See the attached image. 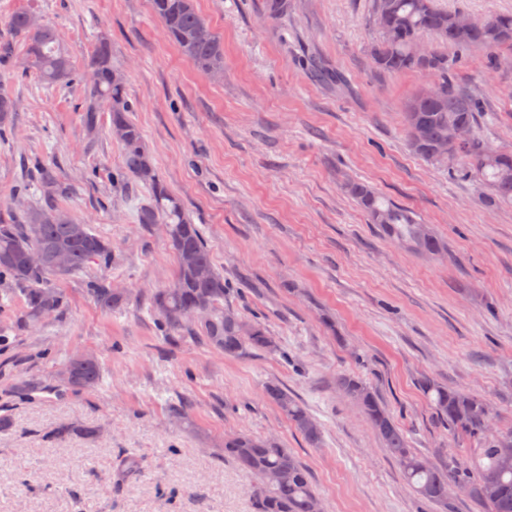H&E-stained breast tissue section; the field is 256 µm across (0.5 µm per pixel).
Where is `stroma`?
<instances>
[{"instance_id":"obj_1","label":"stroma","mask_w":512,"mask_h":512,"mask_svg":"<svg viewBox=\"0 0 512 512\" xmlns=\"http://www.w3.org/2000/svg\"><path fill=\"white\" fill-rule=\"evenodd\" d=\"M288 2L270 23L262 0H196L224 39L217 81L164 38L150 0H0V18L29 9L54 26L78 67L108 32L130 117L202 230L231 288L226 304L272 340L227 357L156 330L137 296L166 286L175 259L163 231L136 220L144 189L112 180L123 157L108 110L88 131L80 80L45 87L21 59L0 66L18 108L0 130V215L40 198L18 192L40 161L74 188L62 206L112 244L111 267L57 281L65 309L38 328L14 331L21 304L0 301V512H255V477L222 451L234 433L290 448L326 512H481L454 491L444 507L422 500L336 378L360 377L435 463L477 452L436 419L421 376L483 397L496 427H512V206L487 207L458 165L411 152L402 108L431 78L374 71L371 0ZM499 55L494 68L483 51L459 55L455 79L482 98L492 145L512 148V45ZM311 59L337 82L316 81ZM349 179L414 210L447 254L428 260L386 238L346 192ZM95 277L124 289L126 305L101 311L85 292ZM77 351L98 357L99 385L55 392ZM24 382L39 392L18 396ZM271 382L319 421V447L266 399ZM182 401L179 421L171 407ZM70 424L98 434L57 437ZM128 456L139 472H120Z\"/></svg>"}]
</instances>
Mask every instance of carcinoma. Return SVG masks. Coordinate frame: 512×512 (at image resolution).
<instances>
[{
    "label": "carcinoma",
    "mask_w": 512,
    "mask_h": 512,
    "mask_svg": "<svg viewBox=\"0 0 512 512\" xmlns=\"http://www.w3.org/2000/svg\"><path fill=\"white\" fill-rule=\"evenodd\" d=\"M152 14L159 20L165 38L182 57L208 75L224 71V40L195 6V0H150ZM262 9L271 21L288 14V0H263ZM371 18L380 38L370 50L378 73H425L433 78V92L421 90L404 105L408 143L421 158L435 163L434 152L448 144L457 126L469 129V138L455 146L456 161L488 190L489 205L512 204V150L495 148L478 132L484 109L481 98L454 80V63L448 48L463 53L483 49L489 63L498 61V50L512 44V14L493 13L468 28L458 25L459 15L439 8L434 0H372ZM430 34L431 63L422 67L413 55L414 43ZM22 52L26 69L47 86L68 84L73 77L70 56L60 49L57 30L39 24L32 12L19 10L0 22V62ZM88 81L84 112L95 128L100 104L106 103L112 130L119 139L124 167L122 179L143 184L151 202L140 207L138 223L145 227L162 224L176 260L171 283L143 296L156 329L176 340L186 336L224 352L228 357L249 349L271 347L266 328L239 316L224 304L229 287L214 267L210 250L197 225L187 217L182 202L160 179L145 148L143 131L128 112L125 82L112 63V41L105 33L96 37L83 63ZM16 100L0 88V128L12 125ZM35 185L41 191L38 202L19 217H0V280L13 284L10 295L22 302L19 326L30 328L46 318L59 315L65 295L52 281L67 279L95 263L112 264V244L92 233L65 208L59 199L70 187L57 180L45 165H36ZM347 192L385 236L406 243L414 252L431 258L447 252L444 242L428 224L370 186L353 181ZM39 248L46 255L40 266L28 262V253ZM65 260L56 262L58 251ZM86 293L105 311H115L125 302V292L91 278ZM57 392L83 393L94 390L101 378L97 357L75 352L61 365ZM336 384L359 405L363 415L385 448L397 462L404 479L427 502L448 503V490L455 486L470 499L486 506V512H512V461L498 448L497 436L511 434L512 428L492 429L495 414L483 398L422 377L419 386L429 400L436 418L454 433L480 444L483 463L471 468L460 458L442 464L431 463L409 448L408 440L382 401L360 379L341 375ZM273 402L315 448L321 444L322 429L307 408L278 383L265 387ZM224 457L258 479L255 489L258 512H313L316 499L309 469L280 442L239 433L224 439Z\"/></svg>",
    "instance_id": "cac0c4a2"
}]
</instances>
